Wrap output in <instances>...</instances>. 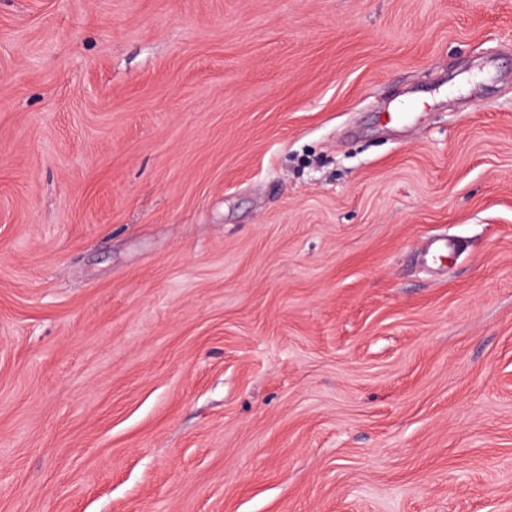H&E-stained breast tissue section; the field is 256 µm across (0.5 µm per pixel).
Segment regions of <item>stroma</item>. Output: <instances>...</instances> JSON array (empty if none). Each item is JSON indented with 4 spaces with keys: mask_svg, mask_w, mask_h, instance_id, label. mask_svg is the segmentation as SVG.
<instances>
[{
    "mask_svg": "<svg viewBox=\"0 0 512 512\" xmlns=\"http://www.w3.org/2000/svg\"><path fill=\"white\" fill-rule=\"evenodd\" d=\"M0 512H512V0H0ZM457 243L454 238L443 236L431 241L425 248L422 257L425 263H436L444 257H450L455 253Z\"/></svg>",
    "mask_w": 512,
    "mask_h": 512,
    "instance_id": "1",
    "label": "stroma"
}]
</instances>
